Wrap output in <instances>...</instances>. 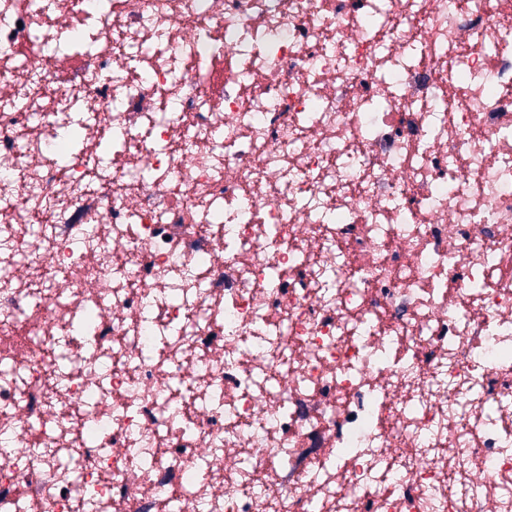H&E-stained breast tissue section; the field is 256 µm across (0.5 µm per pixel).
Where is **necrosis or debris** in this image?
Masks as SVG:
<instances>
[{
    "instance_id": "1",
    "label": "necrosis or debris",
    "mask_w": 512,
    "mask_h": 512,
    "mask_svg": "<svg viewBox=\"0 0 512 512\" xmlns=\"http://www.w3.org/2000/svg\"><path fill=\"white\" fill-rule=\"evenodd\" d=\"M0 438V512H512V0H0Z\"/></svg>"
}]
</instances>
